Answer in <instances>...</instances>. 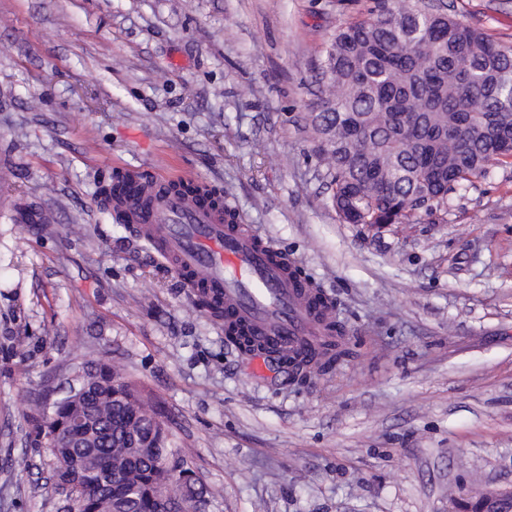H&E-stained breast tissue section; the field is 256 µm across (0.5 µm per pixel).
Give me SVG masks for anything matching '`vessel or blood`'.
I'll use <instances>...</instances> for the list:
<instances>
[{
	"label": "vessel or blood",
	"instance_id": "vessel-or-blood-1",
	"mask_svg": "<svg viewBox=\"0 0 512 512\" xmlns=\"http://www.w3.org/2000/svg\"><path fill=\"white\" fill-rule=\"evenodd\" d=\"M168 177L127 171L113 212L135 227L197 299L223 312L225 324L245 326L266 351L309 352L323 338L329 304L313 303L312 283L246 225L228 224L223 208L168 192Z\"/></svg>",
	"mask_w": 512,
	"mask_h": 512
}]
</instances>
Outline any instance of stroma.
<instances>
[{"label": "stroma", "mask_w": 512, "mask_h": 512, "mask_svg": "<svg viewBox=\"0 0 512 512\" xmlns=\"http://www.w3.org/2000/svg\"><path fill=\"white\" fill-rule=\"evenodd\" d=\"M512 48V0H432ZM378 0H0V512H60L30 397L107 358L169 417L206 512H456L512 487V164L433 215L345 224L312 127ZM205 183L333 302L353 359L256 364L100 190ZM49 223H42V216Z\"/></svg>", "instance_id": "1"}]
</instances>
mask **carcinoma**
<instances>
[{"mask_svg": "<svg viewBox=\"0 0 512 512\" xmlns=\"http://www.w3.org/2000/svg\"><path fill=\"white\" fill-rule=\"evenodd\" d=\"M318 76L312 125L345 224H410L433 213L419 199L443 204L490 159L512 158V50L423 0H381L377 14L340 26ZM170 188L220 202L193 183ZM328 331L297 372L314 360L328 373L353 357L344 324L334 318ZM77 371L84 394L61 399L51 416L74 439L92 430V447L44 443L56 486L84 496L85 512H180L186 490L204 492L181 478L183 449L133 381L108 361Z\"/></svg>", "mask_w": 512, "mask_h": 512, "instance_id": "cac0c4a2", "label": "carcinoma"}]
</instances>
